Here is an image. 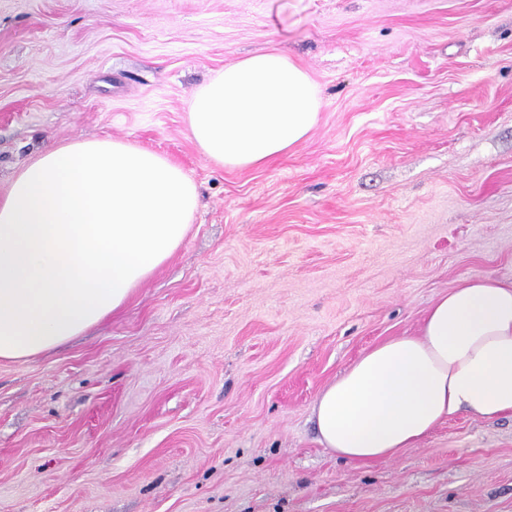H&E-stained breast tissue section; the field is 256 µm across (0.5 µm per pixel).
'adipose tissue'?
Masks as SVG:
<instances>
[{"label":"adipose tissue","mask_w":512,"mask_h":512,"mask_svg":"<svg viewBox=\"0 0 512 512\" xmlns=\"http://www.w3.org/2000/svg\"><path fill=\"white\" fill-rule=\"evenodd\" d=\"M319 91L279 52L240 59L190 96L215 166L253 168L303 142ZM196 185L165 155L114 139L45 149L0 195V362L42 355L119 312L182 244ZM512 415V283L461 280L420 331L367 350L313 406L336 456L388 460L448 417Z\"/></svg>","instance_id":"1"}]
</instances>
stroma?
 <instances>
[{
    "label": "stroma",
    "mask_w": 512,
    "mask_h": 512,
    "mask_svg": "<svg viewBox=\"0 0 512 512\" xmlns=\"http://www.w3.org/2000/svg\"><path fill=\"white\" fill-rule=\"evenodd\" d=\"M269 50L320 89L287 156L218 168L192 90ZM114 138L196 184L124 310L0 362V512H512V417L398 458L320 444L319 393L464 278L512 281V0H0V194Z\"/></svg>",
    "instance_id": "35a3bbf8"
}]
</instances>
